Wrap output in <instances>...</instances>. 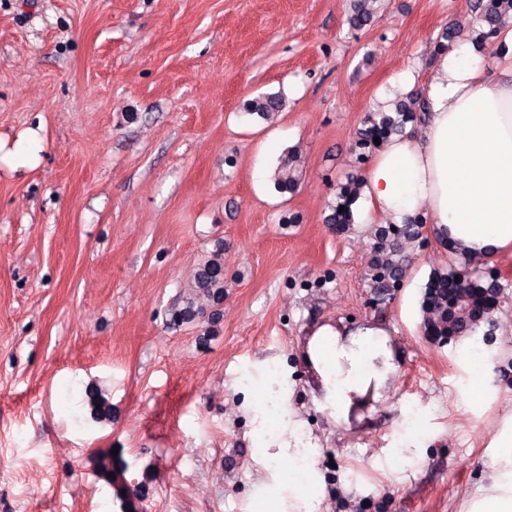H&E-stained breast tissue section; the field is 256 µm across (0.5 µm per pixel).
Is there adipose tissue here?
Listing matches in <instances>:
<instances>
[{
  "mask_svg": "<svg viewBox=\"0 0 512 512\" xmlns=\"http://www.w3.org/2000/svg\"><path fill=\"white\" fill-rule=\"evenodd\" d=\"M428 119L407 126L370 157L362 200L391 224L436 225L457 254L494 261L512 252V26L493 60L457 42L433 56L426 87ZM304 359L337 420L379 401L397 370L395 343L379 323L312 328ZM491 446L487 493L470 512H512V412ZM264 463L288 461L279 512H321L319 448L301 427L285 429L258 450Z\"/></svg>",
  "mask_w": 512,
  "mask_h": 512,
  "instance_id": "ef3b65f1",
  "label": "adipose tissue"
}]
</instances>
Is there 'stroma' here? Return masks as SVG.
<instances>
[{
	"mask_svg": "<svg viewBox=\"0 0 512 512\" xmlns=\"http://www.w3.org/2000/svg\"><path fill=\"white\" fill-rule=\"evenodd\" d=\"M352 2L0 0V512H274L245 405L284 389L320 448L323 512H468L481 494L512 358L471 398L458 339L406 312L448 263L434 225L398 241L389 293L366 276L364 210L345 233L326 221L365 169V114L426 86L472 0H377L360 30ZM262 92L287 102L270 122L244 112ZM293 147L284 196L271 173ZM336 319L384 322L397 346L386 397L345 424L303 353ZM404 439L409 463L389 453Z\"/></svg>",
	"mask_w": 512,
	"mask_h": 512,
	"instance_id": "stroma-1",
	"label": "stroma"
}]
</instances>
